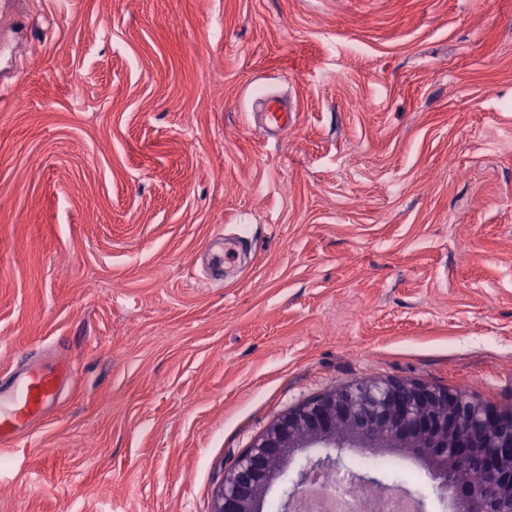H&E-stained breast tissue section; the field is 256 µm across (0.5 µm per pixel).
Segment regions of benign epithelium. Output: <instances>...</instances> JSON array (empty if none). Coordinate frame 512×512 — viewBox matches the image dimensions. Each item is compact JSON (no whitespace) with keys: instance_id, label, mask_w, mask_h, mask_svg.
Segmentation results:
<instances>
[{"instance_id":"obj_1","label":"benign epithelium","mask_w":512,"mask_h":512,"mask_svg":"<svg viewBox=\"0 0 512 512\" xmlns=\"http://www.w3.org/2000/svg\"><path fill=\"white\" fill-rule=\"evenodd\" d=\"M308 448L320 452L291 473L284 469ZM345 448L410 456L451 512H512V408L394 379L340 384L277 417L224 471L209 512H261L278 482L280 509L288 512L310 472L350 473Z\"/></svg>"}]
</instances>
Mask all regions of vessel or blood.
I'll return each instance as SVG.
<instances>
[{
	"label": "vessel or blood",
	"instance_id": "obj_1",
	"mask_svg": "<svg viewBox=\"0 0 512 512\" xmlns=\"http://www.w3.org/2000/svg\"><path fill=\"white\" fill-rule=\"evenodd\" d=\"M258 121L269 132H285L296 123V113L278 96L260 99ZM76 369L67 358L38 361L26 366L6 385L0 384V457L10 454L19 438L31 435L35 425L57 406Z\"/></svg>",
	"mask_w": 512,
	"mask_h": 512
}]
</instances>
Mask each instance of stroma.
<instances>
[{
    "label": "stroma",
    "instance_id": "35a3bbf8",
    "mask_svg": "<svg viewBox=\"0 0 512 512\" xmlns=\"http://www.w3.org/2000/svg\"><path fill=\"white\" fill-rule=\"evenodd\" d=\"M1 84L0 377L77 379L0 512H209L341 383L512 407V0H0ZM259 124L267 132H285L296 123L295 109L288 102L278 96L266 95L259 101Z\"/></svg>",
    "mask_w": 512,
    "mask_h": 512
}]
</instances>
